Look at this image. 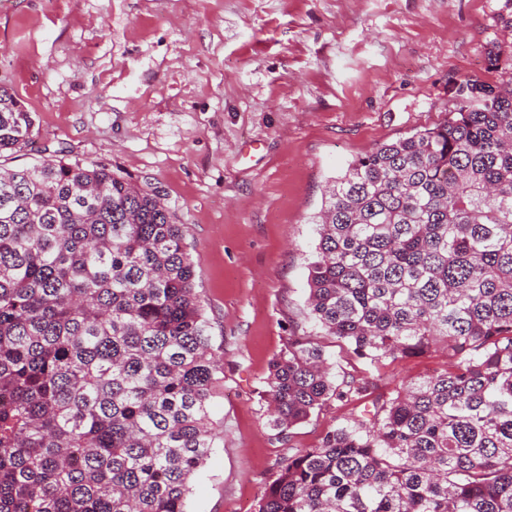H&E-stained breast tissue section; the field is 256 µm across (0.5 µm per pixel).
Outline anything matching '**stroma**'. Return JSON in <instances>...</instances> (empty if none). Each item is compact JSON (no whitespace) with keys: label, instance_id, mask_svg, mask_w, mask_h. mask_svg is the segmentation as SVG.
<instances>
[{"label":"stroma","instance_id":"stroma-1","mask_svg":"<svg viewBox=\"0 0 512 512\" xmlns=\"http://www.w3.org/2000/svg\"><path fill=\"white\" fill-rule=\"evenodd\" d=\"M511 76L512 0H0V87L33 112L35 150L108 165L188 228L224 350L223 434L188 512H256L286 448L361 411L328 402L284 444L263 400L292 331H317L308 265L328 182L443 121L456 86ZM445 365L434 350L375 374L389 393Z\"/></svg>","mask_w":512,"mask_h":512}]
</instances>
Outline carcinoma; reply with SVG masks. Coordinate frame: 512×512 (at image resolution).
I'll list each match as a JSON object with an SVG mask.
<instances>
[{"instance_id":"carcinoma-1","label":"carcinoma","mask_w":512,"mask_h":512,"mask_svg":"<svg viewBox=\"0 0 512 512\" xmlns=\"http://www.w3.org/2000/svg\"><path fill=\"white\" fill-rule=\"evenodd\" d=\"M331 180L309 316L372 368L444 350L391 395L309 334L270 365L281 442L327 402L362 418L288 448L257 512H512V77ZM35 120L0 89V154ZM224 358L185 225L152 190L53 155L0 168V512H188ZM318 340L323 346L325 356L330 360V362L335 364L337 375H343V371L359 374L366 368L361 361L340 352V348L336 346L334 339L327 336H319Z\"/></svg>"}]
</instances>
